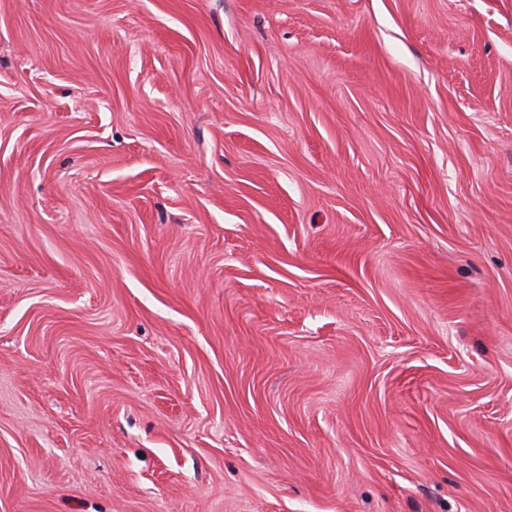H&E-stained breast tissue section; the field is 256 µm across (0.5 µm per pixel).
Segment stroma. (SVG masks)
Instances as JSON below:
<instances>
[{"instance_id": "1", "label": "stroma", "mask_w": 512, "mask_h": 512, "mask_svg": "<svg viewBox=\"0 0 512 512\" xmlns=\"http://www.w3.org/2000/svg\"><path fill=\"white\" fill-rule=\"evenodd\" d=\"M0 512H512V0H0Z\"/></svg>"}]
</instances>
